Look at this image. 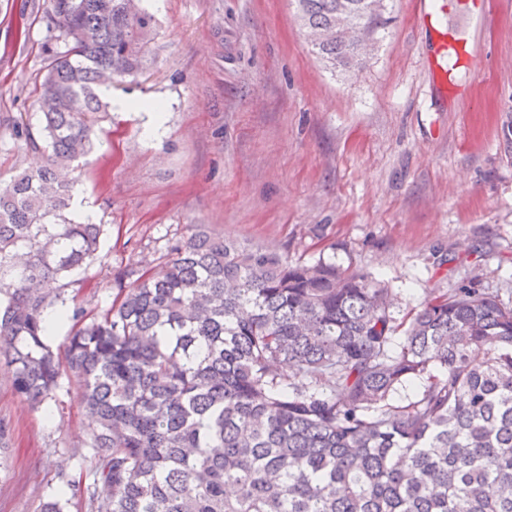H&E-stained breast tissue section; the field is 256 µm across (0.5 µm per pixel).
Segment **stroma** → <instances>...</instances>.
<instances>
[{"label":"stroma","instance_id":"35a3bbf8","mask_svg":"<svg viewBox=\"0 0 512 512\" xmlns=\"http://www.w3.org/2000/svg\"><path fill=\"white\" fill-rule=\"evenodd\" d=\"M467 2L385 0L372 56L334 66L296 0H144L155 61L113 83L128 108L102 119L72 172L69 219L104 234L70 275L66 310L106 309L117 272L162 265L194 224L368 272L396 293L399 319L472 279L512 306V0ZM49 5L0 0V185L45 160L25 136L41 129ZM427 10L467 37L443 78ZM157 101L165 121L149 138L136 106ZM0 424V512H40L95 463L68 378L34 407L0 363Z\"/></svg>","mask_w":512,"mask_h":512}]
</instances>
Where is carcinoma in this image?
I'll use <instances>...</instances> for the list:
<instances>
[{
  "label": "carcinoma",
  "instance_id": "carcinoma-1",
  "mask_svg": "<svg viewBox=\"0 0 512 512\" xmlns=\"http://www.w3.org/2000/svg\"><path fill=\"white\" fill-rule=\"evenodd\" d=\"M296 2L332 63L386 24L384 0ZM44 19L59 47L29 144L48 160L0 189V358L36 407L76 383L92 512H512V306L471 280L400 322L361 270L195 225L52 346L45 312L103 234L66 217L63 172L98 139L101 75L149 68L155 20L140 0H51Z\"/></svg>",
  "mask_w": 512,
  "mask_h": 512
}]
</instances>
